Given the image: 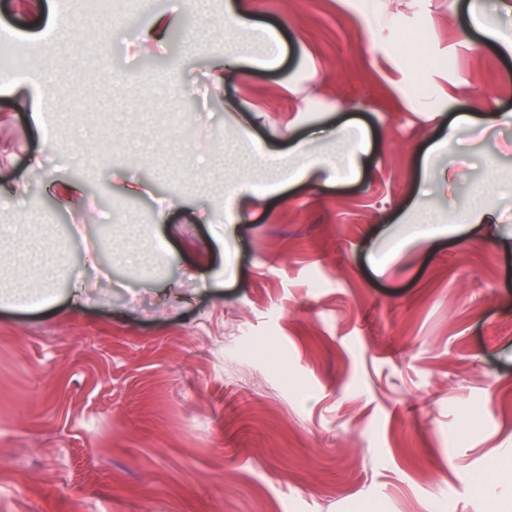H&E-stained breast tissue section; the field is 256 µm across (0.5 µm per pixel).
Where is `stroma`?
I'll use <instances>...</instances> for the list:
<instances>
[{"mask_svg": "<svg viewBox=\"0 0 512 512\" xmlns=\"http://www.w3.org/2000/svg\"><path fill=\"white\" fill-rule=\"evenodd\" d=\"M242 2L245 27L224 0L119 25L85 0L36 20L0 0V31L59 84L42 129L26 75L0 92V192L40 157L105 215L85 224L41 181L0 222L50 225L65 266L89 241L108 259L84 268L88 302L61 281L42 309L0 306V512H512V14ZM153 11L171 27L148 64ZM227 46L240 74L217 90ZM307 160L317 179L233 195ZM477 203L492 226L465 222ZM159 237L157 263L128 266Z\"/></svg>", "mask_w": 512, "mask_h": 512, "instance_id": "1", "label": "stroma"}]
</instances>
